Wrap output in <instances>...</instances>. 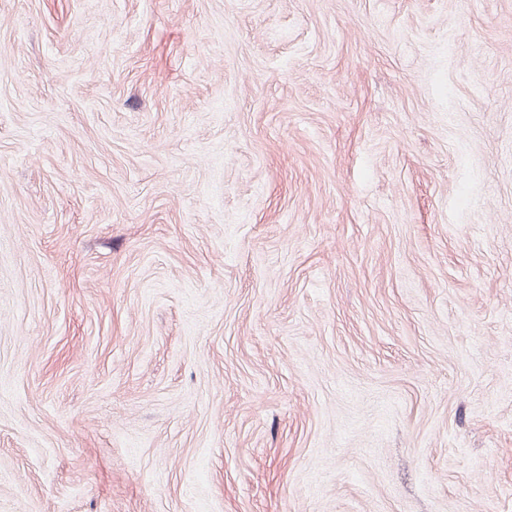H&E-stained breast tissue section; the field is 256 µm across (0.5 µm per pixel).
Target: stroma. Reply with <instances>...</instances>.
I'll list each match as a JSON object with an SVG mask.
<instances>
[{
	"mask_svg": "<svg viewBox=\"0 0 512 512\" xmlns=\"http://www.w3.org/2000/svg\"><path fill=\"white\" fill-rule=\"evenodd\" d=\"M0 512H512V0H0Z\"/></svg>",
	"mask_w": 512,
	"mask_h": 512,
	"instance_id": "1",
	"label": "stroma"
}]
</instances>
